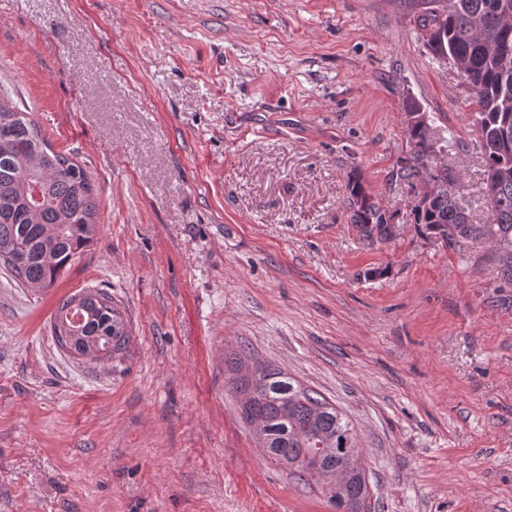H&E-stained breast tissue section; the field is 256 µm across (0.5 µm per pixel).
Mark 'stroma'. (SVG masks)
Segmentation results:
<instances>
[{
    "instance_id": "35a3bbf8",
    "label": "stroma",
    "mask_w": 512,
    "mask_h": 512,
    "mask_svg": "<svg viewBox=\"0 0 512 512\" xmlns=\"http://www.w3.org/2000/svg\"><path fill=\"white\" fill-rule=\"evenodd\" d=\"M426 0H0V87L88 171L97 234L51 287L0 266V512H334L271 462L228 360L354 424L372 512H512V288L413 220L408 112L492 220L473 100ZM358 179L391 215L361 239ZM99 288L114 358L52 331ZM347 198L351 224L366 241L386 242L392 237V217L378 206L357 180H349Z\"/></svg>"
}]
</instances>
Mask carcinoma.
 <instances>
[{
    "mask_svg": "<svg viewBox=\"0 0 512 512\" xmlns=\"http://www.w3.org/2000/svg\"><path fill=\"white\" fill-rule=\"evenodd\" d=\"M420 14L426 46L438 59L463 64L460 75L475 102L473 126L484 162V197L490 224H474L448 184L453 171L428 166L432 125L408 126L413 145L400 179L420 185L415 223L446 244L482 237L493 244L502 286L512 287V61L500 65L498 48L512 42V0H431ZM350 221L366 241L392 237V216L356 180L347 184ZM97 204L86 169L54 150L30 113L0 89V260L23 284L52 286L93 240ZM55 336L75 335L76 351L110 357L130 341L112 297L87 289L58 307ZM232 389L241 417L268 456L304 480L318 477L336 512H371L370 489L354 424L319 392L265 364L233 362Z\"/></svg>",
    "mask_w": 512,
    "mask_h": 512,
    "instance_id": "cac0c4a2",
    "label": "carcinoma"
}]
</instances>
